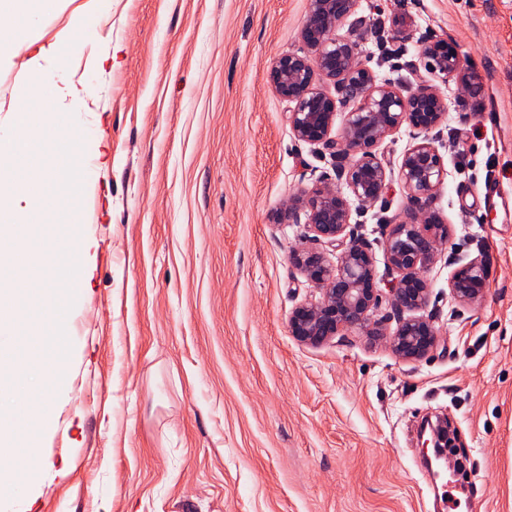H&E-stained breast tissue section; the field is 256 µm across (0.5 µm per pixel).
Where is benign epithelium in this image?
Listing matches in <instances>:
<instances>
[{
    "label": "benign epithelium",
    "instance_id": "7a95c632",
    "mask_svg": "<svg viewBox=\"0 0 512 512\" xmlns=\"http://www.w3.org/2000/svg\"><path fill=\"white\" fill-rule=\"evenodd\" d=\"M358 0H309L301 26L305 50L286 51L270 67L272 89L293 104L289 121L301 141L320 145L339 159L336 178L345 186L321 181L294 196L281 219L296 222L307 217L305 245L291 254L293 264L313 284L320 297L299 304L289 318V330L298 342L318 346L348 331L367 336L383 335V327L395 322L390 343L405 361L423 358L438 343L435 315H415L429 301L425 273L447 248L451 234L433 210L432 202L445 176L443 159L428 134L447 118L448 106L438 86L420 83L402 91L380 82L360 56L359 40L340 34L356 14ZM425 66L446 83L454 78L469 96L480 99L482 85L467 76L457 52L443 40H433L423 51ZM333 84L336 95L317 82ZM344 113L341 132L332 135L336 113ZM407 125L423 134L402 157L397 178L416 205L410 222L392 224L381 246L395 274L388 291L379 288L375 257L370 243L352 228L353 204L377 201L385 192L391 173L376 157L374 148ZM337 246L336 264L326 259L323 248ZM489 264L480 254L448 278V292L460 304L473 305L485 296ZM388 298L390 311L374 312ZM424 444L447 439L448 422L424 421Z\"/></svg>",
    "mask_w": 512,
    "mask_h": 512
}]
</instances>
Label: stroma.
Returning <instances> with one entry per match:
<instances>
[{"label": "stroma", "instance_id": "stroma-1", "mask_svg": "<svg viewBox=\"0 0 512 512\" xmlns=\"http://www.w3.org/2000/svg\"><path fill=\"white\" fill-rule=\"evenodd\" d=\"M308 0H57L37 24L0 14V128L13 88L54 71L40 48L82 31L70 63L82 190L56 217L81 259L63 373L40 394L8 489L14 512H512V0H360L361 59L379 81L432 84L423 49L443 39L485 89L441 90L433 131L446 176L432 206L449 224L427 273L439 341L407 362L386 337L318 347L290 334L313 288L291 262L306 224L280 215L320 181L331 151L299 141L267 81L301 46ZM501 193L484 210L472 193ZM398 179L354 211L373 245L414 213ZM486 255L481 303L448 293ZM445 416L468 491L422 468V421ZM36 444L38 456L25 447Z\"/></svg>", "mask_w": 512, "mask_h": 512}]
</instances>
